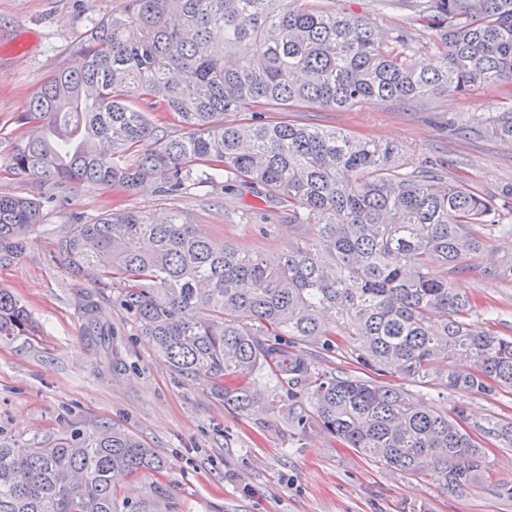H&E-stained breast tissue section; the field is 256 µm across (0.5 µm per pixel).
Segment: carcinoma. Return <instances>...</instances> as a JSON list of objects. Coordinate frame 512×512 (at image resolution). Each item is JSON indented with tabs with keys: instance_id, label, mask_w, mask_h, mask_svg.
Wrapping results in <instances>:
<instances>
[{
	"instance_id": "carcinoma-1",
	"label": "carcinoma",
	"mask_w": 512,
	"mask_h": 512,
	"mask_svg": "<svg viewBox=\"0 0 512 512\" xmlns=\"http://www.w3.org/2000/svg\"><path fill=\"white\" fill-rule=\"evenodd\" d=\"M418 21L442 49L438 65H408L368 18L312 0H117L81 43V68L51 75L19 116L9 170L119 192L155 180L169 195L222 177L287 208L299 242L286 255L217 242L177 209H114L73 225L50 258L96 288L82 310L91 344L112 345L96 296L115 288L172 371L224 405L249 410L260 396L249 376L268 369L307 386L340 444L454 495L489 475L485 440L512 447V422L439 413L387 378L423 381L464 357L473 367L448 370V389L512 393V336L474 327L481 304L452 287L492 233H512V208L434 168L407 169L389 142L290 121L224 123L256 107L409 104L512 81V0H425ZM490 132L512 140V106ZM42 208L0 195V266L25 253ZM36 335L1 288L0 343ZM290 338L343 351L366 375L314 372ZM164 468L113 425L43 445L0 440V512H117L121 481Z\"/></svg>"
}]
</instances>
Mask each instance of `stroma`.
<instances>
[{
	"instance_id": "stroma-1",
	"label": "stroma",
	"mask_w": 512,
	"mask_h": 512,
	"mask_svg": "<svg viewBox=\"0 0 512 512\" xmlns=\"http://www.w3.org/2000/svg\"><path fill=\"white\" fill-rule=\"evenodd\" d=\"M420 0L385 7L384 0H341L366 16L383 37L409 32L411 64L437 62L429 32L414 24ZM115 0H0V194L43 197L44 218L13 264L0 267V288L12 291L39 326L34 339L0 344V437L23 445L47 442L62 431L107 422L134 434L168 463L166 470L132 478L116 490L119 512L149 503L153 512H512V499L496 486L512 482V447L486 441L493 475L462 495L436 481L393 471L343 447L316 420L304 387H281L264 371L252 379L259 403L239 413L203 385L178 378L104 292L103 317L114 331L111 353L89 350L80 305L91 286L72 280L48 253L71 224H90L115 208L160 213L176 208L204 235L261 253L292 250L297 237L278 208L241 188L194 185L172 197L147 182L130 193L97 185L57 187L8 173L19 132L18 116L50 75L79 66L80 43L115 7ZM506 101L500 89L468 95L440 93L411 105L371 102L345 112L299 108L280 119L342 128L400 145L412 165L446 162L449 180H466L496 195L512 183V143L487 127ZM512 257V235H491L455 278L459 291L483 303L476 328L512 335V280L485 274L492 258ZM404 387L427 407H464L470 421L512 419V395L451 391L439 376ZM293 414H286L287 404Z\"/></svg>"
}]
</instances>
